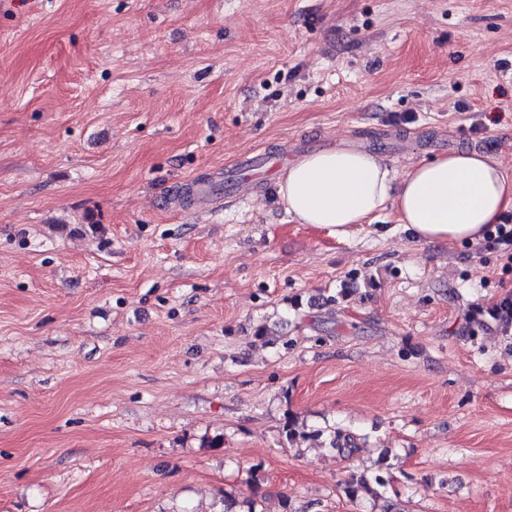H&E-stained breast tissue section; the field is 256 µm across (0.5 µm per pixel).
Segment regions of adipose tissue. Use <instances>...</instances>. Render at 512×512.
Returning a JSON list of instances; mask_svg holds the SVG:
<instances>
[{
    "instance_id": "1",
    "label": "adipose tissue",
    "mask_w": 512,
    "mask_h": 512,
    "mask_svg": "<svg viewBox=\"0 0 512 512\" xmlns=\"http://www.w3.org/2000/svg\"><path fill=\"white\" fill-rule=\"evenodd\" d=\"M285 210L300 224L346 234L385 206L416 241L479 243L512 210V176L503 162L460 147L396 173L376 152L348 139L296 156L277 175Z\"/></svg>"
}]
</instances>
